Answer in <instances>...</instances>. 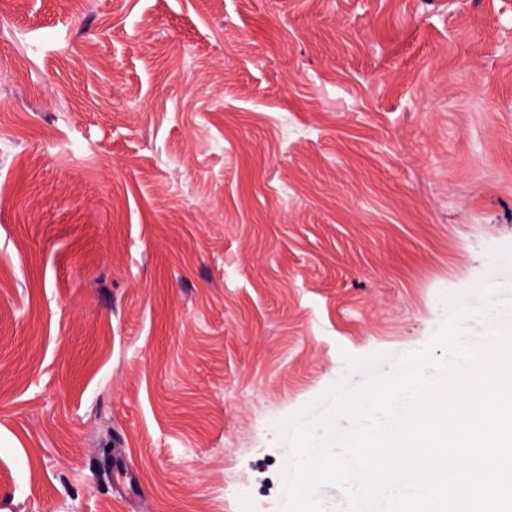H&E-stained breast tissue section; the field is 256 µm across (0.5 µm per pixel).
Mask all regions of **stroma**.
<instances>
[{"instance_id":"stroma-1","label":"stroma","mask_w":512,"mask_h":512,"mask_svg":"<svg viewBox=\"0 0 512 512\" xmlns=\"http://www.w3.org/2000/svg\"><path fill=\"white\" fill-rule=\"evenodd\" d=\"M507 244L512 0H0V512H279Z\"/></svg>"}]
</instances>
